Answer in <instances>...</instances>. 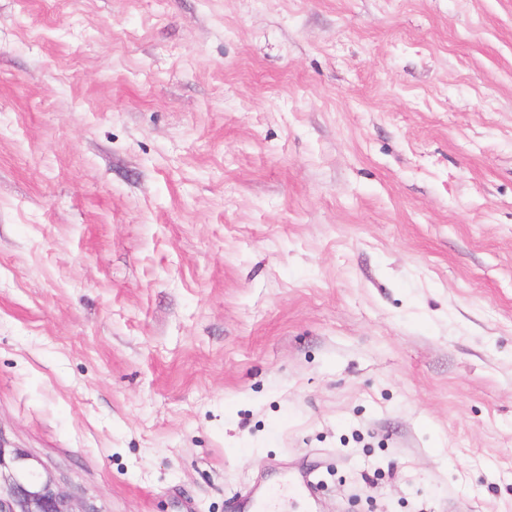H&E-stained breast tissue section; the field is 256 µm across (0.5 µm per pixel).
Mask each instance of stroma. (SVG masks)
<instances>
[{"label":"stroma","instance_id":"stroma-1","mask_svg":"<svg viewBox=\"0 0 512 512\" xmlns=\"http://www.w3.org/2000/svg\"><path fill=\"white\" fill-rule=\"evenodd\" d=\"M0 437L97 512H512V0H0ZM273 490L269 487H265L262 490L246 488L239 492V497L246 503L250 512H283L269 506Z\"/></svg>","mask_w":512,"mask_h":512}]
</instances>
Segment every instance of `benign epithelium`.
<instances>
[{"label":"benign epithelium","instance_id":"obj_1","mask_svg":"<svg viewBox=\"0 0 512 512\" xmlns=\"http://www.w3.org/2000/svg\"><path fill=\"white\" fill-rule=\"evenodd\" d=\"M0 512H98L62 491L32 456L0 437Z\"/></svg>","mask_w":512,"mask_h":512}]
</instances>
